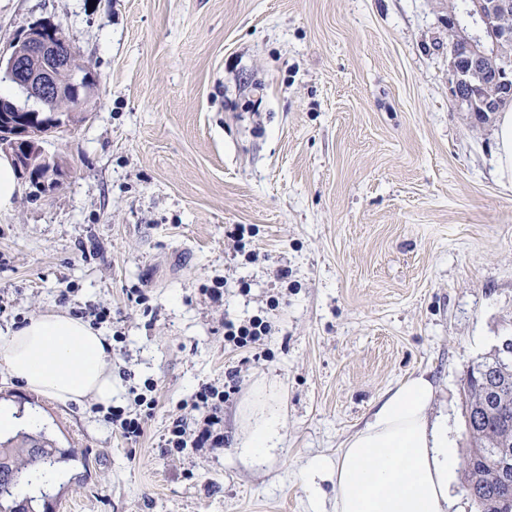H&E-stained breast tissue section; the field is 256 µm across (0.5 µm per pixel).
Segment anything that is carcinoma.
Returning <instances> with one entry per match:
<instances>
[{
  "instance_id": "cac0c4a2",
  "label": "carcinoma",
  "mask_w": 512,
  "mask_h": 512,
  "mask_svg": "<svg viewBox=\"0 0 512 512\" xmlns=\"http://www.w3.org/2000/svg\"><path fill=\"white\" fill-rule=\"evenodd\" d=\"M468 442L463 455L467 495L478 512H512V495L496 462L512 452V345L501 346L469 371L463 386ZM88 465L82 448H62L46 427L0 433V512H49L60 466Z\"/></svg>"
}]
</instances>
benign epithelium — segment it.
<instances>
[{"label":"benign epithelium","mask_w":512,"mask_h":512,"mask_svg":"<svg viewBox=\"0 0 512 512\" xmlns=\"http://www.w3.org/2000/svg\"><path fill=\"white\" fill-rule=\"evenodd\" d=\"M470 6L481 33L465 32L448 20V60L455 100L482 123L512 105V29L497 31L493 25L495 17L512 15V0H470ZM16 44L15 50L0 55V74L26 98L49 104L54 111L38 123L31 121L27 109L0 101V152L16 163L36 192L50 195L61 185L64 163L45 150L39 128L58 129L79 121V107L92 98L96 80L75 64L61 29L51 23L31 25ZM485 60L500 63L490 84L481 71Z\"/></svg>","instance_id":"obj_1"}]
</instances>
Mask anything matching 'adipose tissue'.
<instances>
[{"mask_svg": "<svg viewBox=\"0 0 512 512\" xmlns=\"http://www.w3.org/2000/svg\"><path fill=\"white\" fill-rule=\"evenodd\" d=\"M108 347L88 322L51 311L0 336V368L51 400L108 407L114 397ZM262 391L245 416L239 447L255 464L273 456L283 440L277 390L266 385ZM434 395L425 375L407 379L336 457L310 460L302 480L313 504H320V484L328 480L336 512H450L459 457L447 419L430 416Z\"/></svg>", "mask_w": 512, "mask_h": 512, "instance_id": "obj_1", "label": "adipose tissue"}]
</instances>
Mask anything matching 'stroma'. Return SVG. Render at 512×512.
<instances>
[{
  "instance_id": "35a3bbf8",
  "label": "stroma",
  "mask_w": 512,
  "mask_h": 512,
  "mask_svg": "<svg viewBox=\"0 0 512 512\" xmlns=\"http://www.w3.org/2000/svg\"><path fill=\"white\" fill-rule=\"evenodd\" d=\"M447 16L448 0H0V53L47 21L97 81L45 144L62 187L20 183L0 210V330L110 308L118 406L156 385L131 442L108 409L0 372L1 408L89 453L54 512H312L308 462L421 373L465 447L466 375L512 337V180L497 119L452 96ZM235 224L262 261L235 252ZM274 294L261 357L226 349L225 318ZM228 380L223 447L163 453L199 385ZM270 382L283 446L251 465L241 412Z\"/></svg>"
}]
</instances>
